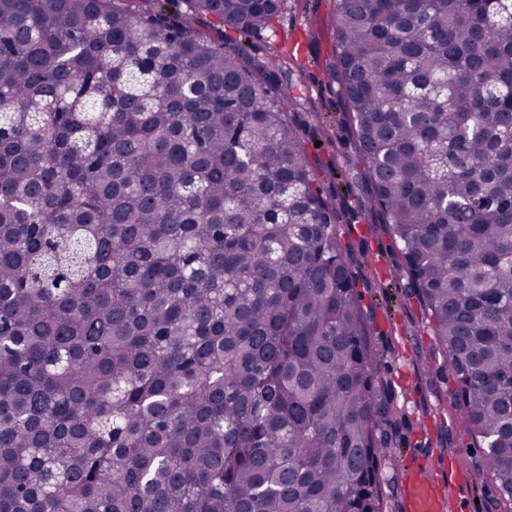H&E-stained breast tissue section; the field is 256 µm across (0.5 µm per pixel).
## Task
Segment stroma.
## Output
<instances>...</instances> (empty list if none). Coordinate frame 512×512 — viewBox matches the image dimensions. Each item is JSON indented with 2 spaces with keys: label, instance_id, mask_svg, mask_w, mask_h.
<instances>
[{
  "label": "stroma",
  "instance_id": "35a3bbf8",
  "mask_svg": "<svg viewBox=\"0 0 512 512\" xmlns=\"http://www.w3.org/2000/svg\"><path fill=\"white\" fill-rule=\"evenodd\" d=\"M253 56L278 57L283 82L293 98V117L324 192L346 217L340 233L349 244L353 269L364 290L372 340L384 365L396 409L394 444L384 473L392 477L389 512H407L405 493L420 470L435 476L439 498H452L460 512H501L500 493L482 469L483 453L465 447L447 395V370L430 359L429 319L417 300L407 296L392 271L401 255L382 217L373 207L366 181L354 178L360 153L339 86L327 76L335 39L328 0H287L271 27L249 39ZM464 478L449 487V471Z\"/></svg>",
  "mask_w": 512,
  "mask_h": 512
}]
</instances>
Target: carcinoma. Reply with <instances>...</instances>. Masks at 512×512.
<instances>
[{
  "label": "carcinoma",
  "mask_w": 512,
  "mask_h": 512,
  "mask_svg": "<svg viewBox=\"0 0 512 512\" xmlns=\"http://www.w3.org/2000/svg\"><path fill=\"white\" fill-rule=\"evenodd\" d=\"M170 2L0 0V512H386L342 216L245 44L284 0ZM330 2L396 274L512 512V0Z\"/></svg>",
  "instance_id": "cac0c4a2"
}]
</instances>
